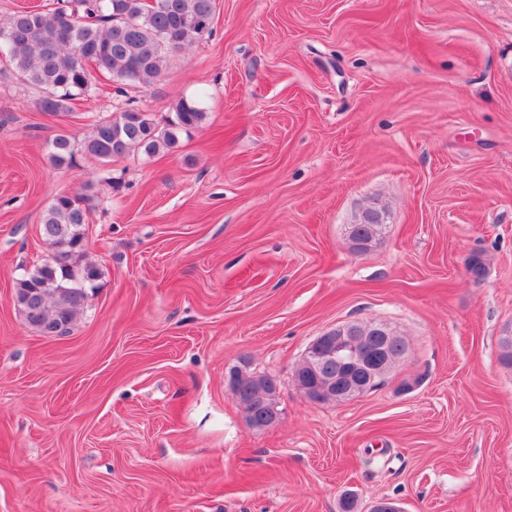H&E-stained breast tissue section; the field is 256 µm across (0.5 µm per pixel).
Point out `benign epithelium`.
Wrapping results in <instances>:
<instances>
[{"label":"benign epithelium","instance_id":"obj_1","mask_svg":"<svg viewBox=\"0 0 512 512\" xmlns=\"http://www.w3.org/2000/svg\"><path fill=\"white\" fill-rule=\"evenodd\" d=\"M360 224L382 226L383 214L375 208L365 209L358 224L351 225L349 240L352 249L362 253L370 248L372 238L358 232ZM396 332L377 321L349 322L324 332L308 347L297 368L307 369L315 378V385L306 388V397L312 403L327 400L342 401L365 392L376 377L390 363L383 344L394 338ZM240 405L249 407L247 424L268 428L276 425L280 416L263 395L244 397Z\"/></svg>","mask_w":512,"mask_h":512}]
</instances>
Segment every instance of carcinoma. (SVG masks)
I'll use <instances>...</instances> for the list:
<instances>
[{
    "label": "carcinoma",
    "instance_id": "obj_1",
    "mask_svg": "<svg viewBox=\"0 0 512 512\" xmlns=\"http://www.w3.org/2000/svg\"><path fill=\"white\" fill-rule=\"evenodd\" d=\"M212 15L213 0H61L53 9L19 10L0 19V43L23 80L43 92L41 110L56 115L89 92L91 65L109 74L121 94L152 85L171 54L211 33ZM204 117L199 102L182 99L175 119L161 128L149 113L129 106L97 120L80 140L56 134L48 143L49 159L57 167H72L79 156L106 162L136 151L154 155L174 147L179 131L198 126ZM85 203L80 194L53 199L41 222L50 256L16 284L14 300L21 309L27 290L45 296L40 320H26L39 333L46 322L63 323V333H69L84 308L86 289L100 277L98 267L83 260Z\"/></svg>",
    "mask_w": 512,
    "mask_h": 512
}]
</instances>
